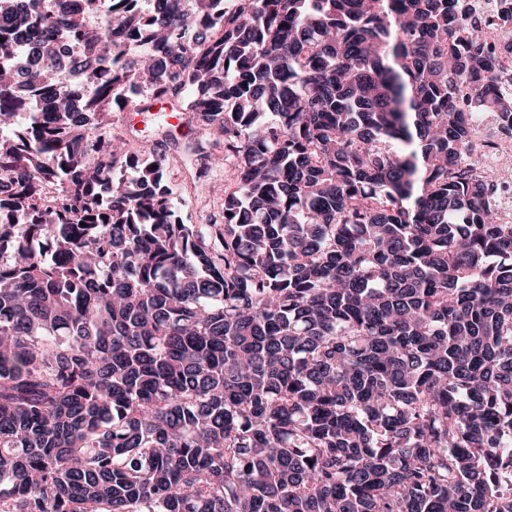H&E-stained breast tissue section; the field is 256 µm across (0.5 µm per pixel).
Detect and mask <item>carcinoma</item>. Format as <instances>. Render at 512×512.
Returning a JSON list of instances; mask_svg holds the SVG:
<instances>
[{
	"mask_svg": "<svg viewBox=\"0 0 512 512\" xmlns=\"http://www.w3.org/2000/svg\"><path fill=\"white\" fill-rule=\"evenodd\" d=\"M242 2L0 0V512H512L470 0ZM148 93L231 165L197 224L112 134Z\"/></svg>",
	"mask_w": 512,
	"mask_h": 512,
	"instance_id": "obj_1",
	"label": "carcinoma"
}]
</instances>
